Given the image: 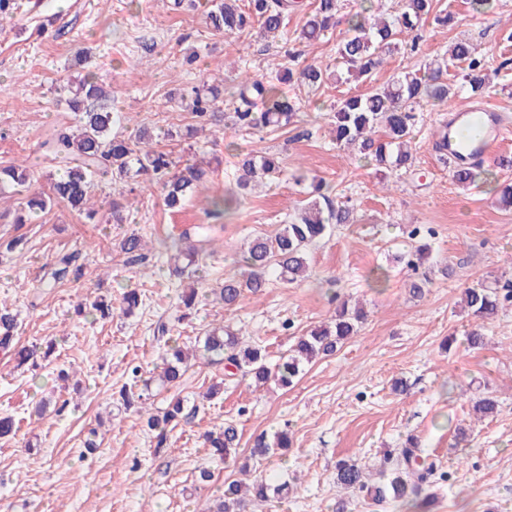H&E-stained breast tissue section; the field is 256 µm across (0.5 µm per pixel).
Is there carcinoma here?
<instances>
[{
	"instance_id": "carcinoma-1",
	"label": "carcinoma",
	"mask_w": 512,
	"mask_h": 512,
	"mask_svg": "<svg viewBox=\"0 0 512 512\" xmlns=\"http://www.w3.org/2000/svg\"><path fill=\"white\" fill-rule=\"evenodd\" d=\"M365 2L369 6H360V10L342 21L337 18L338 0H313L307 5L301 0H246L241 5L238 0H205L204 23L213 33L226 37L256 28L263 38L280 40L289 13L305 5L308 11L299 39L320 40L340 23H345L346 27L336 42V68L309 64L295 74L284 64L268 81L246 76L230 92L231 100L238 102V106L227 121L220 112L221 92L217 87L203 84L192 88L191 114L199 130L220 123L224 124V129L238 132L260 127L282 129L295 122L300 110L296 101L283 95L282 84L290 83L296 77L311 91L317 92L331 82L363 83L382 66L387 56L417 51L422 38L419 34L422 23L430 18L442 26L454 22L452 14L436 7V0H400L395 11L381 18L376 16L371 0ZM489 88L488 62L468 42L457 41L424 65L404 67L391 83L337 101L331 120L332 138L339 146L354 148L358 161L367 166L407 173L413 167L412 140L420 103L445 109L460 95L476 99L484 96ZM253 97L266 103L265 111L250 110ZM105 100L106 90L93 72L87 73L70 91L65 103L69 110L82 114L79 125L60 131L45 143L54 159L64 166V172L53 178L49 193L37 190L29 194L13 223L27 224L33 215L57 204L93 219L97 210L92 202V189L99 176L126 183L140 176L142 181L138 187L159 188L165 206L170 209L180 207L197 186L209 179L210 171L197 164L187 162L183 168H177L169 153L153 146L155 136L146 131H139L134 140L115 132L114 128L124 124L126 116L108 109L103 105ZM279 169L277 157L247 153L239 160L241 174L237 185L245 190L253 178H270ZM511 170L512 157H503L491 170L456 167L452 170V178L463 187L482 178L491 185V192L512 208V181L499 178L500 173ZM31 181L33 172L28 167L16 163L0 164L1 192H22L29 188ZM325 188L322 180L312 177L304 203L288 215L281 231L273 238L257 237L251 242L240 259L245 272L225 277L224 283L213 290L225 306L236 305L247 292L262 291L271 273L289 283L300 280L308 268L309 247L331 233L335 225L353 222L354 208L346 202L334 201ZM121 250L131 260L141 257V238L135 233L126 236L121 242ZM76 258L74 253L59 255L48 272L47 283L65 280ZM462 294L469 315L474 318L467 341L470 346L479 347L484 344L486 325L497 316L503 303L512 302V284H504L501 292L484 286H469ZM140 305L142 298L137 290L124 292L120 304L122 313L131 314ZM87 314L101 319L112 317V301L102 298L93 301ZM363 320L362 310L340 303L331 325L298 337L291 354L273 366L267 363L262 347L240 341L237 334L226 328L210 331L204 338L203 350L224 360L243 377L250 378L257 388L271 380L287 388L302 373L304 365L320 356L333 354L339 344L356 335ZM16 325L15 315L1 308L0 350L14 355L21 364L30 361L35 367L38 349L17 346ZM186 360L182 346L176 342L167 345L158 380L164 385L177 384L183 376ZM139 373V367H133V382L121 386L122 405L127 409L138 407V412L147 413L148 429L163 431L183 413V401L175 400L161 415L146 412L143 393L138 388ZM205 441L211 455L225 461L236 453L240 436L237 427L226 422L207 432ZM289 446L290 438L286 432L277 433L271 443L260 435L251 449L250 459L259 462L272 449L285 451ZM402 458L405 466H397L378 484L368 483L356 463L343 461L336 467V485L375 502L390 496L421 510L423 503L418 497L423 483L433 475L434 465L419 461L409 448L402 450ZM288 490L286 482L273 486L258 478L252 484L253 502L262 504L270 495L283 496ZM246 506L238 484L232 481L225 484L223 492L213 500L211 512H245Z\"/></svg>"
}]
</instances>
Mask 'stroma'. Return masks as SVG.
Wrapping results in <instances>:
<instances>
[{"label":"stroma","instance_id":"35a3bbf8","mask_svg":"<svg viewBox=\"0 0 512 512\" xmlns=\"http://www.w3.org/2000/svg\"><path fill=\"white\" fill-rule=\"evenodd\" d=\"M438 6L456 24L426 25L418 53L388 58L370 83L315 93L298 84L287 88L301 103L300 127L310 132L301 138L292 126L192 135L195 121L185 101L204 79L229 88L247 73L271 78L292 46L300 63H333L335 37L297 42L304 12L289 14L286 39L271 44L254 30L232 39L212 35L189 0L176 9L168 0H17L13 15L0 20V163L23 162L42 177L57 172L43 143L78 121L60 105L59 88L92 71L110 105L128 117L124 134L164 132L165 150L210 162L213 175L177 211L164 206L160 191L132 194L102 178L93 193L94 224L61 206L15 224L22 196L0 195V245L19 235L27 240L24 257L0 255V305L16 316L20 345L55 344L48 364L36 371L16 369L0 353V414L19 425L14 438L0 440V512H207L225 482L250 463L255 438L281 430L292 439L287 457L250 463L251 474L277 476L290 494L259 512H332L341 498L346 512H413L397 500L379 507L340 494L335 479L338 461L355 460L380 481L388 454L409 438L441 475L432 487V512H512V302L476 349L467 344L470 318L460 303L465 287L512 280V210L502 209L482 182L453 181L433 150L431 132L442 117L436 107L420 109L414 171L403 177L352 159L333 142L328 123L334 101L391 82L404 66L443 53L452 41L468 39L490 60L512 58V0H498L490 16L473 11L470 0ZM193 50L200 60L190 66L184 58ZM241 150L279 156V178L249 193L238 190ZM301 174L320 176L334 196L351 198L355 223L337 226L310 247L305 281L289 285L274 277L236 307L207 298L182 319L181 288L205 291L238 273L247 240L279 233L304 200ZM230 193L236 200L228 212L206 215V198ZM132 233L147 243L145 265H131L120 249ZM175 243L200 247L199 281L169 278ZM425 243L431 284L416 297L409 291L414 274L402 258ZM74 250L82 254L80 275L43 287L57 256ZM378 266L389 272L380 287L370 277ZM129 289L143 296L132 315L95 321L75 312L98 297L120 301ZM340 300L360 303L366 320L291 387L259 391L242 376L225 377L223 362L204 358L190 361L179 385L151 387L153 412L178 397L189 414L168 429L165 444L141 414L112 397L131 364L151 378L166 342L194 347L220 326L242 330L244 340L278 362L296 336L327 322ZM219 380L223 394L207 399L208 386ZM398 381L405 392L394 391ZM487 396L497 408L476 418L473 402ZM228 421L240 444L235 459L219 462L202 435ZM91 442L97 449L90 453ZM201 466L214 473L210 485L195 481Z\"/></svg>","mask_w":512,"mask_h":512}]
</instances>
